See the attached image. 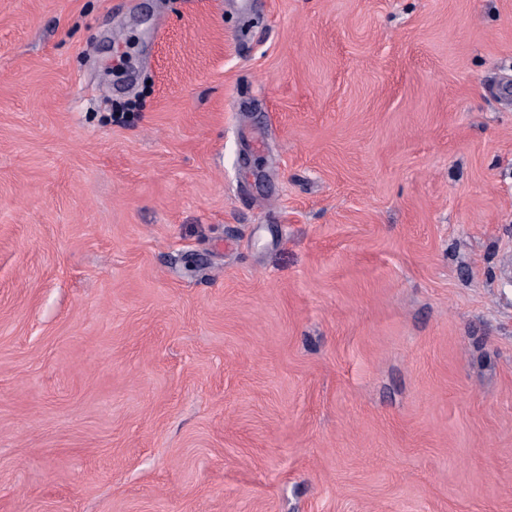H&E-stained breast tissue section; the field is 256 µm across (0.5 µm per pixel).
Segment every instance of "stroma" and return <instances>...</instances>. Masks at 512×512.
Segmentation results:
<instances>
[{
  "instance_id": "obj_1",
  "label": "stroma",
  "mask_w": 512,
  "mask_h": 512,
  "mask_svg": "<svg viewBox=\"0 0 512 512\" xmlns=\"http://www.w3.org/2000/svg\"><path fill=\"white\" fill-rule=\"evenodd\" d=\"M0 512H512V0H0Z\"/></svg>"
}]
</instances>
